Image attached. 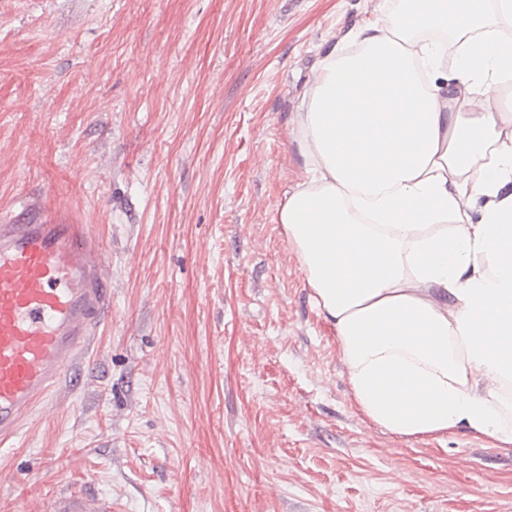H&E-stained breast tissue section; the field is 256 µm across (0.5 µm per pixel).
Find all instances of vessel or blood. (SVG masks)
Segmentation results:
<instances>
[{"instance_id":"1","label":"vessel or blood","mask_w":512,"mask_h":512,"mask_svg":"<svg viewBox=\"0 0 512 512\" xmlns=\"http://www.w3.org/2000/svg\"><path fill=\"white\" fill-rule=\"evenodd\" d=\"M108 262L87 224L31 209L0 220V444L87 352L112 311ZM51 512H112V503L65 491Z\"/></svg>"}]
</instances>
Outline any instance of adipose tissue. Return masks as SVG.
<instances>
[{
    "label": "adipose tissue",
    "instance_id": "ef3b65f1",
    "mask_svg": "<svg viewBox=\"0 0 512 512\" xmlns=\"http://www.w3.org/2000/svg\"><path fill=\"white\" fill-rule=\"evenodd\" d=\"M289 126L279 222L361 413L512 445V0H377Z\"/></svg>",
    "mask_w": 512,
    "mask_h": 512
}]
</instances>
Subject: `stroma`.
Here are the masks:
<instances>
[{
	"mask_svg": "<svg viewBox=\"0 0 512 512\" xmlns=\"http://www.w3.org/2000/svg\"><path fill=\"white\" fill-rule=\"evenodd\" d=\"M373 0H0V217L91 225L112 315L0 447V512H512V445L358 410L278 222L288 120ZM50 512H112V502L63 491L52 504Z\"/></svg>",
	"mask_w": 512,
	"mask_h": 512,
	"instance_id": "stroma-1",
	"label": "stroma"
}]
</instances>
